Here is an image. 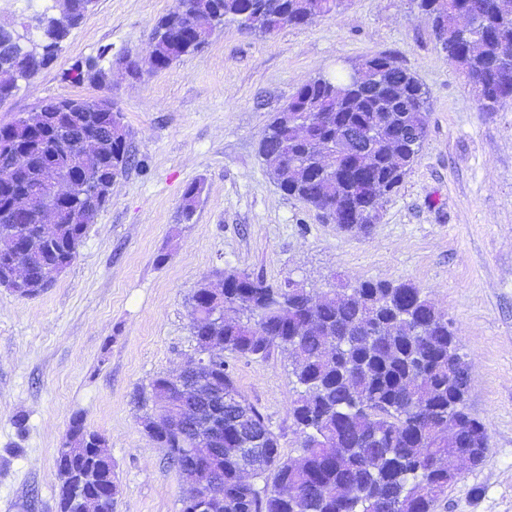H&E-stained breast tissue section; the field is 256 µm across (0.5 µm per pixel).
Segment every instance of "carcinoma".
I'll list each match as a JSON object with an SVG mask.
<instances>
[{
    "label": "carcinoma",
    "mask_w": 512,
    "mask_h": 512,
    "mask_svg": "<svg viewBox=\"0 0 512 512\" xmlns=\"http://www.w3.org/2000/svg\"><path fill=\"white\" fill-rule=\"evenodd\" d=\"M69 22L50 15L47 4L33 11L27 28L37 43L29 47L17 31L0 45V100L12 95L18 81L32 77L37 65L48 66L70 30L80 24L92 0H68ZM348 0H179L173 12L156 23L150 56L157 70L203 49L215 29L233 24L245 31L273 34L278 17L306 22V17L336 13ZM434 15L442 51L464 76L486 111L495 110L509 89L496 73L512 70V53L504 39L512 36V0H417ZM459 17L467 31L455 28ZM97 59L78 61L72 80L106 83ZM360 83L317 76L303 84L274 116L259 143V156L280 190L329 215L355 211L359 223L345 230L367 233L379 218L382 199L396 190L427 139L428 90L390 55L363 60ZM311 120L312 138H299L290 124ZM122 114L106 99H65L43 104L18 121L0 125V169L16 176L0 179V275L22 268L16 284L21 297L40 294L53 284L47 268L58 254L78 248L88 224L104 207L87 189L76 202L56 204L59 219L50 238L39 237L43 199L33 189L49 180L62 164L61 141L83 127L99 133L96 153L85 164V182L105 180L111 194L112 173L139 165ZM375 130L369 142L361 134ZM333 149L324 165L317 142ZM224 293L198 288L191 297L192 334L197 349L218 348L235 356L264 360L272 347L288 352L297 392L292 415L303 435L295 459L281 455L278 437L263 415L238 389L224 358L210 361L202 388L219 394L216 402L186 412L178 404L180 387L159 375L150 391L137 395L147 411L159 409L166 394L184 417L177 430L157 428L151 415L145 432L166 449L183 484H194L191 441L195 431L224 422L220 454L213 469L224 477V499L211 512H434L455 479L459 459L472 464L489 442L485 425L471 416L466 403V360L460 353L448 316L410 282L364 280L321 298L304 288L274 287L245 272L227 271ZM253 435L246 443L241 432ZM69 448L58 460L84 472V493L103 500L112 512V459L98 454L104 437L73 419Z\"/></svg>",
    "instance_id": "obj_1"
}]
</instances>
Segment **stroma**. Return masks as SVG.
Returning <instances> with one entry per match:
<instances>
[{"label":"stroma","mask_w":512,"mask_h":512,"mask_svg":"<svg viewBox=\"0 0 512 512\" xmlns=\"http://www.w3.org/2000/svg\"><path fill=\"white\" fill-rule=\"evenodd\" d=\"M176 5L94 0L54 61L0 101L3 125L51 99H109L145 164L116 180L50 288L21 297L0 287V512H55L58 451L77 417L106 440L120 485L113 512H180L182 482L133 396L195 355L189 299L227 270L316 293L362 280L422 288L448 315L470 365L469 411L489 434L483 460L460 470L435 512H512V102L480 109L415 0H350L271 36L229 24L169 68L130 75L127 56L146 53ZM101 53L107 85L66 79ZM378 53L429 90L428 137L363 235L285 195L258 144L302 84ZM232 364L282 455L297 457L286 352Z\"/></svg>","instance_id":"1"}]
</instances>
